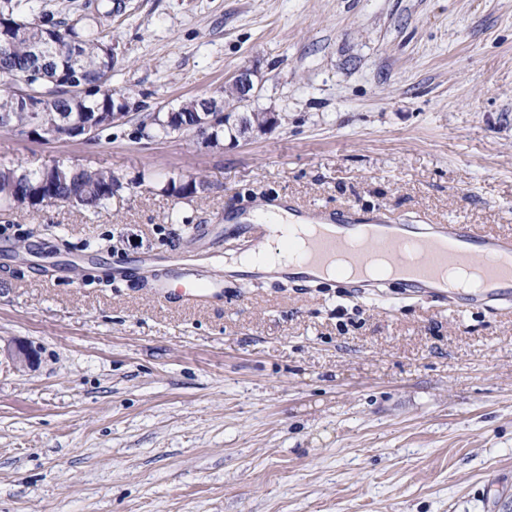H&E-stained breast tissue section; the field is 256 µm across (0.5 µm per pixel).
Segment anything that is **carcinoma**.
<instances>
[{
	"mask_svg": "<svg viewBox=\"0 0 512 512\" xmlns=\"http://www.w3.org/2000/svg\"><path fill=\"white\" fill-rule=\"evenodd\" d=\"M112 45L106 26L93 15L72 28L65 18L44 10L40 0H0V117L7 130L23 136L36 122L44 126L80 127L100 114L127 111L136 103L137 133L149 140L163 139L197 129L203 113H222L205 129L218 146L224 131L246 134L279 121L272 112H245L243 97L231 83L221 99L193 97L164 112L150 111L143 94L112 89ZM29 88L54 98L51 108L34 112L22 90ZM230 111H224V108ZM122 179L112 171L83 165L59 164L53 169L29 170L20 164L0 165V207H36L47 198L59 205L92 211L123 198ZM168 194L192 200L208 190L199 177L169 179Z\"/></svg>",
	"mask_w": 512,
	"mask_h": 512,
	"instance_id": "carcinoma-1",
	"label": "carcinoma"
}]
</instances>
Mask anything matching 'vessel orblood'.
<instances>
[{
	"label": "vessel or blood",
	"mask_w": 512,
	"mask_h": 512,
	"mask_svg": "<svg viewBox=\"0 0 512 512\" xmlns=\"http://www.w3.org/2000/svg\"><path fill=\"white\" fill-rule=\"evenodd\" d=\"M287 222L273 218L260 221L246 217L239 224L241 232L252 234L257 243L278 240L290 242L300 225L310 229L303 252L277 265L255 258L237 278L247 284L262 279L301 280L324 283L336 268L338 255H346L348 274L344 287L358 295L381 293L400 285L407 291L428 297L455 295L457 312L481 303L490 308L512 305V235L494 233L471 224H413L404 218H389L377 213L356 216L353 209L307 211L290 199H283ZM394 259L393 276L370 275L374 255ZM475 269L481 285L474 291H453L443 275L448 265ZM154 293L167 299L217 298L224 285L214 281L202 284L190 264L174 268L170 277L153 284Z\"/></svg>",
	"instance_id": "obj_1"
}]
</instances>
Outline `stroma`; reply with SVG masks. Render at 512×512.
Masks as SVG:
<instances>
[{
    "mask_svg": "<svg viewBox=\"0 0 512 512\" xmlns=\"http://www.w3.org/2000/svg\"><path fill=\"white\" fill-rule=\"evenodd\" d=\"M109 31L113 88L165 109L247 68L280 120L214 148L0 129V165L126 184L0 215V346L38 357L0 364V512H512V308L274 280L182 306L164 266L112 276L223 278L252 244L225 213L281 195L512 234V0H124ZM164 189L168 194L184 200H192L208 190L207 182L199 177H191L188 180L169 179Z\"/></svg>",
    "mask_w": 512,
    "mask_h": 512,
    "instance_id": "1",
    "label": "stroma"
}]
</instances>
